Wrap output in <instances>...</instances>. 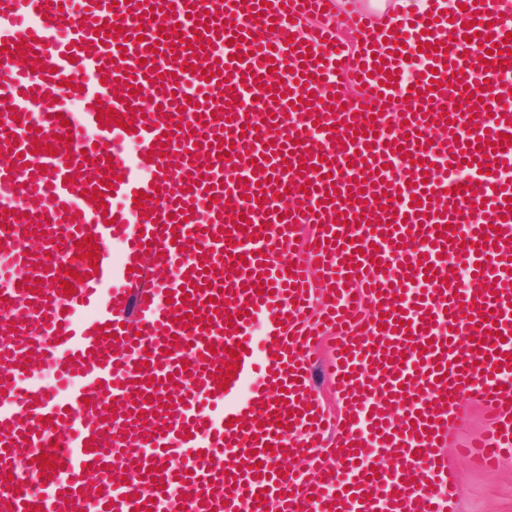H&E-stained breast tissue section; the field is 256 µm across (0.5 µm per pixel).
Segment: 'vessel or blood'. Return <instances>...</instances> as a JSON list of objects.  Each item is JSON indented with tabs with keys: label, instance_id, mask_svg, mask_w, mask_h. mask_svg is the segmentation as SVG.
Wrapping results in <instances>:
<instances>
[{
	"label": "vessel or blood",
	"instance_id": "vessel-or-blood-1",
	"mask_svg": "<svg viewBox=\"0 0 512 512\" xmlns=\"http://www.w3.org/2000/svg\"><path fill=\"white\" fill-rule=\"evenodd\" d=\"M377 37L334 0H0V512H443L467 393L465 454L512 456V15ZM315 396L325 405L332 418H336L341 408V403L336 396L334 381L327 376L322 362L316 365L314 371ZM457 413L458 420L451 431L457 442L463 443L489 430L485 411L468 396L462 400Z\"/></svg>",
	"mask_w": 512,
	"mask_h": 512
}]
</instances>
